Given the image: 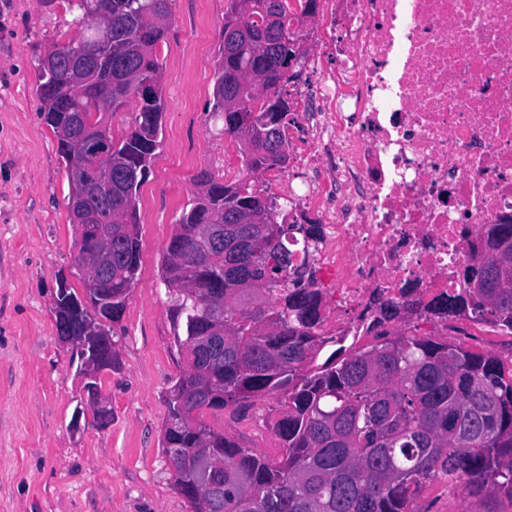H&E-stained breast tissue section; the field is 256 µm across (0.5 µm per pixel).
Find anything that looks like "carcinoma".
Here are the masks:
<instances>
[{
	"label": "carcinoma",
	"mask_w": 512,
	"mask_h": 512,
	"mask_svg": "<svg viewBox=\"0 0 512 512\" xmlns=\"http://www.w3.org/2000/svg\"><path fill=\"white\" fill-rule=\"evenodd\" d=\"M172 0H112L110 38L104 48L79 35L58 51L82 52L77 75L60 67L51 82L39 81V115L56 136L58 152L70 164L82 129L59 101L83 110L84 119L112 100V112L135 104L133 120L120 139L106 130L112 151V189L106 202L107 242L99 264L100 287L112 303L91 290L66 287L64 311L56 319L73 329L120 320L140 264L137 195L159 146L164 112L157 93L136 86L161 79L156 48L170 24L141 31L158 15L171 18ZM240 0H228L224 21L241 17ZM255 11L243 18L247 35L226 49L214 71L212 117L237 141L242 176L226 180L207 169L194 178L198 192L182 211L166 249L163 280L184 337L178 339L186 370L170 388L162 447L174 488L191 512H420L416 499L426 483L448 482L465 495L473 512L500 494L512 498V365L461 345L401 332L346 350L336 338L317 333L322 296L310 265L309 245L322 225L288 223L279 198L255 184L261 170L288 164L282 128L288 99L281 73L290 64L297 39L284 22L262 28ZM130 69L125 81L110 79V61ZM272 97L267 112L249 104ZM261 215L264 224H238L237 235L215 247L206 235L213 219ZM486 258L466 264L462 288L435 299L427 310L439 318L470 314L477 321L512 331V270L496 265L512 256V223L496 224L486 235ZM224 311V335L212 336L203 357L195 343L206 336L203 303ZM335 350L319 364L320 354ZM114 347L104 334L78 352L85 362L104 360ZM279 396L282 413L271 430L281 455L272 458L215 430L208 410L242 415L258 401ZM224 466V486L201 485V456Z\"/></svg>",
	"instance_id": "cac0c4a2"
}]
</instances>
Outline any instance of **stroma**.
<instances>
[{
    "label": "stroma",
    "mask_w": 512,
    "mask_h": 512,
    "mask_svg": "<svg viewBox=\"0 0 512 512\" xmlns=\"http://www.w3.org/2000/svg\"><path fill=\"white\" fill-rule=\"evenodd\" d=\"M227 0H173V23L157 54L165 117L161 146L138 197L141 263L120 321L116 355L98 378L112 412L99 426L78 358L56 331L59 278L82 289L68 213L70 182L36 96L41 54L77 36L68 0H0V512H191L162 450L170 387L185 370L161 276L175 221L195 175L237 154L210 114ZM449 342L512 360V342L483 326L467 335L457 317ZM275 399L253 414L210 411L215 429L268 455L280 442L265 425Z\"/></svg>",
    "instance_id": "stroma-1"
}]
</instances>
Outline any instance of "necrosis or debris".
Returning <instances> with one entry per match:
<instances>
[{"label":"necrosis or debris","mask_w":512,"mask_h":512,"mask_svg":"<svg viewBox=\"0 0 512 512\" xmlns=\"http://www.w3.org/2000/svg\"><path fill=\"white\" fill-rule=\"evenodd\" d=\"M289 0L302 45L281 91L287 167L264 189L324 226L320 334L408 331L461 287L479 235L512 219V0Z\"/></svg>","instance_id":"4bbe7bcc"}]
</instances>
